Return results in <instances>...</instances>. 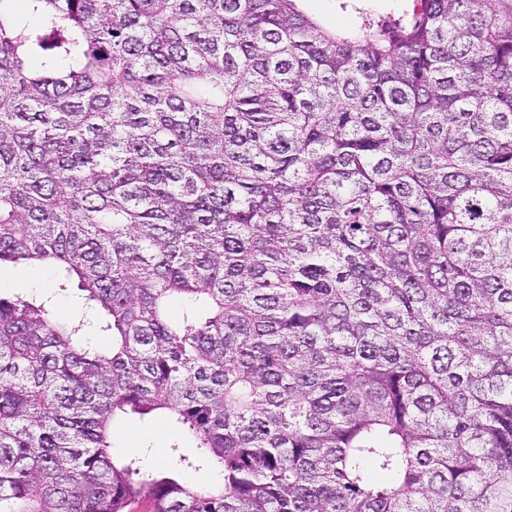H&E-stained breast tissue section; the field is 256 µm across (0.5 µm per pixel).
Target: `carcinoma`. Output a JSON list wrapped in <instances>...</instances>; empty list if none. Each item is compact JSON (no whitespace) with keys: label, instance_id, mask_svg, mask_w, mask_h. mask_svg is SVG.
<instances>
[{"label":"carcinoma","instance_id":"obj_1","mask_svg":"<svg viewBox=\"0 0 512 512\" xmlns=\"http://www.w3.org/2000/svg\"><path fill=\"white\" fill-rule=\"evenodd\" d=\"M340 7L0 0V512H512V0ZM299 6L330 29L350 28L355 23L354 15L342 12L336 0H302ZM9 278L14 292H22L30 295L53 294L58 315L65 319H72L81 309L82 302L76 289L67 292H57L59 272L55 267H40L33 270L26 264H3L0 277ZM175 436L173 428L161 421L126 418L113 425V456L117 459L140 461L142 473L156 474L167 466L170 457L169 441ZM160 451V461L153 458Z\"/></svg>","mask_w":512,"mask_h":512}]
</instances>
